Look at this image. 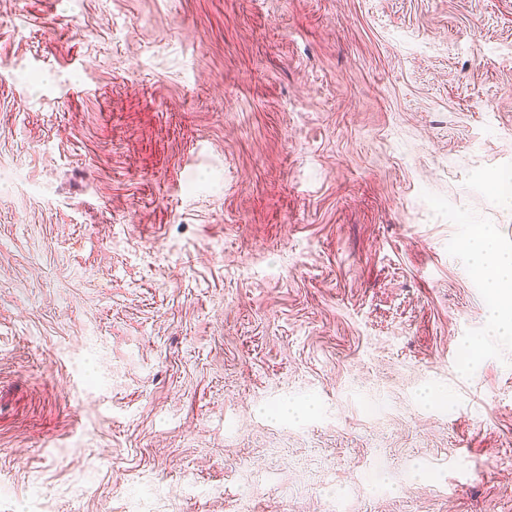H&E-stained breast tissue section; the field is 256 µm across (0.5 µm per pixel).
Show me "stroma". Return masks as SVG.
I'll return each mask as SVG.
<instances>
[{"label": "stroma", "mask_w": 512, "mask_h": 512, "mask_svg": "<svg viewBox=\"0 0 512 512\" xmlns=\"http://www.w3.org/2000/svg\"><path fill=\"white\" fill-rule=\"evenodd\" d=\"M0 173V512H512V0H0ZM466 250L473 266L485 280V288L496 298L486 315L482 340L465 341L468 346H482L487 339L512 335V250L501 249L482 227H474L466 240Z\"/></svg>", "instance_id": "obj_1"}]
</instances>
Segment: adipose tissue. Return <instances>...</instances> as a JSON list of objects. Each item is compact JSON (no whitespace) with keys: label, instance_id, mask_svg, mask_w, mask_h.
<instances>
[{"label":"adipose tissue","instance_id":"ef3b65f1","mask_svg":"<svg viewBox=\"0 0 512 512\" xmlns=\"http://www.w3.org/2000/svg\"><path fill=\"white\" fill-rule=\"evenodd\" d=\"M473 266L494 296L487 311V338L512 335V250L501 249L482 227H474L466 240Z\"/></svg>","mask_w":512,"mask_h":512}]
</instances>
